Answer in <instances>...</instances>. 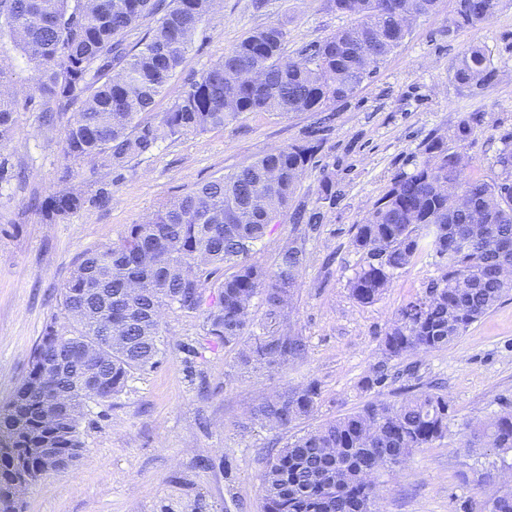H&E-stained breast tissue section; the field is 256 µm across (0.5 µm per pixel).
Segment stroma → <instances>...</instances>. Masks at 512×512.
I'll return each instance as SVG.
<instances>
[{
    "mask_svg": "<svg viewBox=\"0 0 512 512\" xmlns=\"http://www.w3.org/2000/svg\"><path fill=\"white\" fill-rule=\"evenodd\" d=\"M454 8L455 0H439L435 14L417 19L347 101L321 113L247 112L224 128L164 142L122 170L102 161L71 166L61 130L39 126L41 98L26 58L0 41V70L22 89L15 134L0 150L17 174L0 182V402L26 375L45 326L65 324L61 290L83 253L119 242L162 201L308 140L311 131L321 143L291 203L315 215L316 229L283 214L249 255L270 269L290 239L304 238L306 260L285 323L305 345L302 359L273 367L242 363V349L266 331L263 297L252 301L240 344L225 347L208 345L203 315L165 310L157 365L134 373L119 395L87 401L79 422L82 455L32 483L25 512H262L264 472L287 442L368 402L408 392L447 398L448 433L379 476L381 512H468L486 488L485 474L512 464V450L460 447L469 425L512 409V294L447 346L391 361L395 378L375 385L380 340L394 313L437 277L438 259L417 257L371 304L357 303L348 288L360 263L356 225L395 178L413 172L429 142L457 149L488 178L498 173V153L512 146V0H499L486 24L452 33ZM354 22L330 0H264L259 9L252 0H220L154 110L167 111L189 79L255 28L283 24L285 55L294 59L303 46ZM473 45L485 48L494 70L480 89L455 78ZM472 115L479 118L473 135L458 141L459 124ZM68 167L76 187L91 195L107 189L111 201L45 221L31 200L59 190ZM324 176L335 200L320 197ZM309 383L319 392L313 415L285 430L250 421L264 397Z\"/></svg>",
    "mask_w": 512,
    "mask_h": 512,
    "instance_id": "obj_1",
    "label": "stroma"
}]
</instances>
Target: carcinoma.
I'll use <instances>...</instances> for the list:
<instances>
[{
  "instance_id": "carcinoma-1",
  "label": "carcinoma",
  "mask_w": 512,
  "mask_h": 512,
  "mask_svg": "<svg viewBox=\"0 0 512 512\" xmlns=\"http://www.w3.org/2000/svg\"><path fill=\"white\" fill-rule=\"evenodd\" d=\"M216 0H0V38L21 49L42 98L40 125L67 119L64 155L75 162L102 158L114 168L151 153L167 139L222 128L245 112L285 116L317 112L352 97L408 35L399 27L435 11L437 0H332L356 16L352 26L283 55L286 31L271 23L248 32L224 57L192 81L155 121L141 115L187 62L197 29ZM456 7L448 32L487 23L499 0H466ZM139 32L130 42L128 37ZM456 78L478 89L493 78L486 50L473 45L458 61ZM14 97L0 96V150L12 139ZM319 145L288 144L182 196L159 204L152 217L129 225L118 243L85 253L62 293L69 327L46 326L14 398L0 406V512H23L9 500L10 486L25 473L36 481L68 468L80 456L78 431L85 401L108 399L131 375L157 364L162 312L186 316L206 309V336L236 344L248 327L252 299L262 295L271 330L249 352L269 366L303 356L298 336L279 329L305 261L296 239L272 269L248 256L269 225L292 202ZM497 178L467 171L460 152L441 141L397 178L365 221L353 246L360 269L349 281L361 304L377 301L391 279L419 255L432 253L440 275L423 294L395 313L381 339L382 361L373 383L387 379L386 364L448 345L512 291V281L491 271L512 265V149L496 160ZM32 208L53 221L109 199L69 184ZM449 187L468 202L457 209ZM230 264L236 271L206 302L204 288ZM315 384L286 388L265 399L252 417L284 430L312 414ZM448 433V400L432 393L398 402L374 401L294 439L268 464L263 512H380L375 478L413 451ZM463 447L512 449V412L469 430ZM499 473L487 475L488 491L475 512H512V492L497 489Z\"/></svg>"
}]
</instances>
